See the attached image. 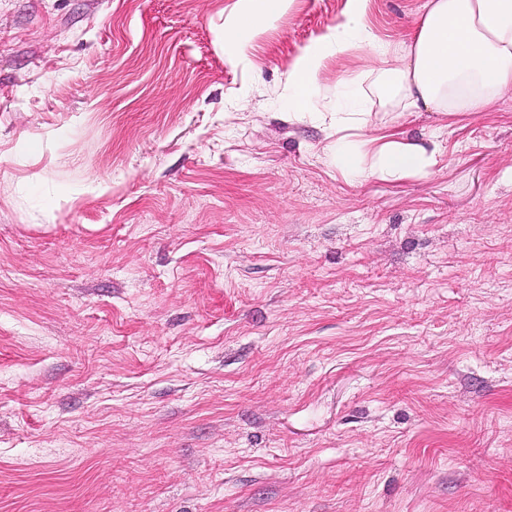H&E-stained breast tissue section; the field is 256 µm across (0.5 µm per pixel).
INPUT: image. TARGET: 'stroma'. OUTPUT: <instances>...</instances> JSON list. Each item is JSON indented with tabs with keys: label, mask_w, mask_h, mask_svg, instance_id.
<instances>
[{
	"label": "stroma",
	"mask_w": 512,
	"mask_h": 512,
	"mask_svg": "<svg viewBox=\"0 0 512 512\" xmlns=\"http://www.w3.org/2000/svg\"><path fill=\"white\" fill-rule=\"evenodd\" d=\"M0 0V512H512V92L354 181L284 105L348 0ZM429 0H368L408 43ZM292 0H237L233 17L224 29V50L238 55L246 49L245 29H255L261 22L272 23L286 12Z\"/></svg>",
	"instance_id": "obj_1"
}]
</instances>
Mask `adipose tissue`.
Returning <instances> with one entry per match:
<instances>
[{"label":"adipose tissue","mask_w":512,"mask_h":512,"mask_svg":"<svg viewBox=\"0 0 512 512\" xmlns=\"http://www.w3.org/2000/svg\"><path fill=\"white\" fill-rule=\"evenodd\" d=\"M351 2L338 27L318 38L297 60L288 79L294 102L304 101L309 79L351 42L366 44L379 56L402 55L404 64L397 69L395 80L368 71L357 77L358 82H369L371 91L385 103L397 102L407 109L423 107L453 122L486 111L512 89V0H430L421 27L401 48L380 40L370 30L364 19L365 0ZM290 3L237 0L224 29L225 52L243 53V30L274 22ZM367 123V113L358 109L330 115V125L336 130L330 151L348 177L402 179L426 173L435 165L436 150L398 131L367 140L371 157L361 159L354 150L353 136Z\"/></svg>","instance_id":"adipose-tissue-1"}]
</instances>
